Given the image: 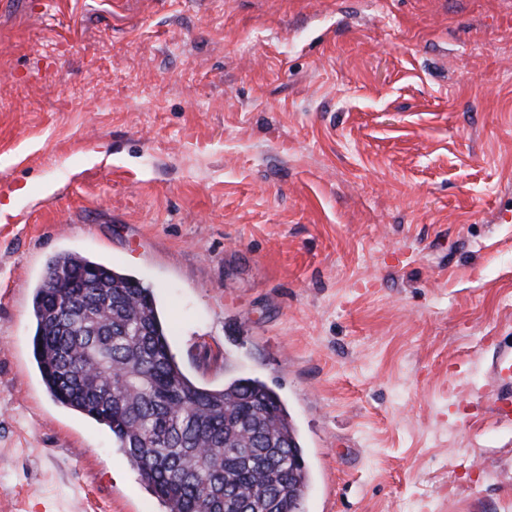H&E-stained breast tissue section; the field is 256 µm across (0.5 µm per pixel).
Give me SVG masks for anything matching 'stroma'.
Returning <instances> with one entry per match:
<instances>
[{
    "label": "stroma",
    "instance_id": "35a3bbf8",
    "mask_svg": "<svg viewBox=\"0 0 512 512\" xmlns=\"http://www.w3.org/2000/svg\"><path fill=\"white\" fill-rule=\"evenodd\" d=\"M0 512H162L33 360L62 252L285 402L303 512H512V0H0Z\"/></svg>",
    "mask_w": 512,
    "mask_h": 512
}]
</instances>
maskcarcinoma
<instances>
[{
	"instance_id": "1",
	"label": "carcinoma",
	"mask_w": 512,
	"mask_h": 512,
	"mask_svg": "<svg viewBox=\"0 0 512 512\" xmlns=\"http://www.w3.org/2000/svg\"><path fill=\"white\" fill-rule=\"evenodd\" d=\"M33 355L49 394L107 427L164 512H301L302 446L279 395L256 378L222 388L175 361L152 289L61 253L34 294Z\"/></svg>"
}]
</instances>
